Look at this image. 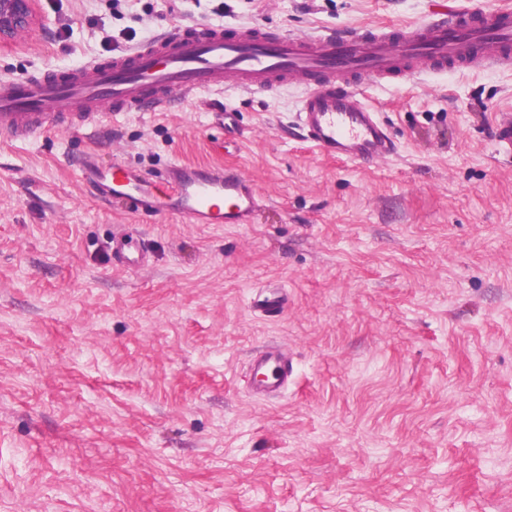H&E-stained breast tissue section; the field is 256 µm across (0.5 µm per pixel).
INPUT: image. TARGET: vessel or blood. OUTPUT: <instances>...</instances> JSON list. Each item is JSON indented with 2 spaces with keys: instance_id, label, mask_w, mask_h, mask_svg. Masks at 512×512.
Instances as JSON below:
<instances>
[{
  "instance_id": "vessel-or-blood-1",
  "label": "vessel or blood",
  "mask_w": 512,
  "mask_h": 512,
  "mask_svg": "<svg viewBox=\"0 0 512 512\" xmlns=\"http://www.w3.org/2000/svg\"><path fill=\"white\" fill-rule=\"evenodd\" d=\"M410 61L433 70L511 67L512 0L372 31L296 37L256 26L208 28L192 36L178 30L61 77L1 82L0 128L22 133L65 118L88 131L103 102L116 112L144 105L158 112L172 91L189 95L232 85L247 93H273L302 84L308 91L296 119L307 139L323 154L369 165L395 154L396 145L377 112L360 102L358 88L368 78H412ZM80 168L102 195L146 215L177 214L191 224H248L262 205L250 181L229 169L174 163L158 180L120 161L103 168L85 159ZM112 253L125 266L148 264L146 249L128 233L113 237ZM293 370L284 349L260 351L254 359V395L278 394Z\"/></svg>"
}]
</instances>
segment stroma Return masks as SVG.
I'll use <instances>...</instances> for the list:
<instances>
[{
    "label": "stroma",
    "instance_id": "stroma-1",
    "mask_svg": "<svg viewBox=\"0 0 512 512\" xmlns=\"http://www.w3.org/2000/svg\"><path fill=\"white\" fill-rule=\"evenodd\" d=\"M0 80L71 71L177 28L299 36L426 20L433 0H36ZM305 87H228L94 130H0V512H512V69L367 82L397 146L319 155ZM234 115L225 128L223 113ZM152 176L227 165L249 224L97 195L86 153ZM143 269L112 257L114 232ZM288 305L268 320L260 290ZM294 354L279 397L250 359ZM112 254L124 266L144 268L148 265L147 250L128 233L112 238Z\"/></svg>",
    "mask_w": 512,
    "mask_h": 512
}]
</instances>
